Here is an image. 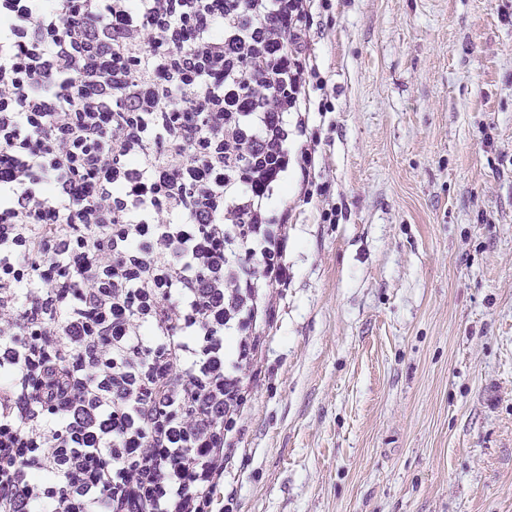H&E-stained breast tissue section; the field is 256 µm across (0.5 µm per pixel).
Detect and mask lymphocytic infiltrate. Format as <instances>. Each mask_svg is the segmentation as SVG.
<instances>
[{"mask_svg":"<svg viewBox=\"0 0 512 512\" xmlns=\"http://www.w3.org/2000/svg\"><path fill=\"white\" fill-rule=\"evenodd\" d=\"M332 0H0V512H213Z\"/></svg>","mask_w":512,"mask_h":512,"instance_id":"f902f5d3","label":"lymphocytic infiltrate"}]
</instances>
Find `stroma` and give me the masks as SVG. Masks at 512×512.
<instances>
[{
	"label": "stroma",
	"instance_id": "35a3bbf8",
	"mask_svg": "<svg viewBox=\"0 0 512 512\" xmlns=\"http://www.w3.org/2000/svg\"><path fill=\"white\" fill-rule=\"evenodd\" d=\"M307 54L226 512H512V0H334Z\"/></svg>",
	"mask_w": 512,
	"mask_h": 512
}]
</instances>
